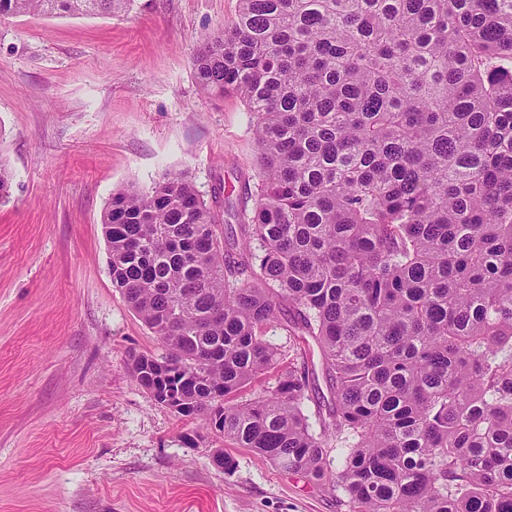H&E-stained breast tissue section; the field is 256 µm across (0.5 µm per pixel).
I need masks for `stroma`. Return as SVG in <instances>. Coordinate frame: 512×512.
<instances>
[{"label": "stroma", "mask_w": 512, "mask_h": 512, "mask_svg": "<svg viewBox=\"0 0 512 512\" xmlns=\"http://www.w3.org/2000/svg\"><path fill=\"white\" fill-rule=\"evenodd\" d=\"M238 0H133L112 15L0 21V512H349L204 418L158 405L130 353L161 355L112 286L114 189L184 171L225 223L251 208L257 145L233 94L192 58ZM233 454L232 473L211 451Z\"/></svg>", "instance_id": "1"}]
</instances>
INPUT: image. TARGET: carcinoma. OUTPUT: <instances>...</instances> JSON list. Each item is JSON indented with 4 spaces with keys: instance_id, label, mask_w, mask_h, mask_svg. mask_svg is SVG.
<instances>
[{
    "instance_id": "carcinoma-1",
    "label": "carcinoma",
    "mask_w": 512,
    "mask_h": 512,
    "mask_svg": "<svg viewBox=\"0 0 512 512\" xmlns=\"http://www.w3.org/2000/svg\"><path fill=\"white\" fill-rule=\"evenodd\" d=\"M131 2L0 0V19ZM194 70L253 114L254 202L235 232L184 172L112 192V287L174 364L156 382L133 354V380L350 512H512V0H239ZM12 180L0 162V203ZM301 347L305 349L306 352V366L309 368V371L311 373L312 370H315V376H318V386L320 390V396L324 395L325 399H330V394L326 388V385L324 383L323 377H322V371H321V356L318 351V348L314 344V342L311 340V338H307V342L301 343Z\"/></svg>"
}]
</instances>
